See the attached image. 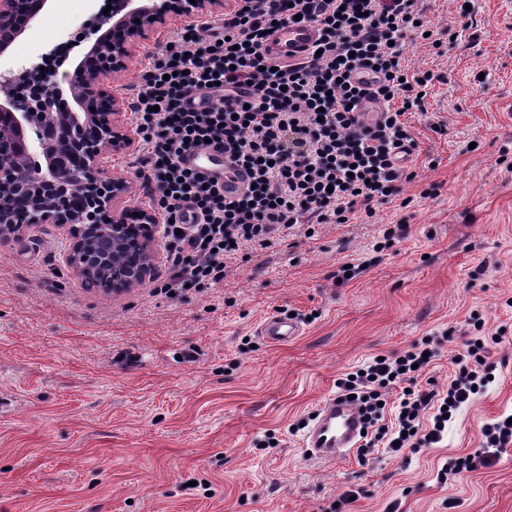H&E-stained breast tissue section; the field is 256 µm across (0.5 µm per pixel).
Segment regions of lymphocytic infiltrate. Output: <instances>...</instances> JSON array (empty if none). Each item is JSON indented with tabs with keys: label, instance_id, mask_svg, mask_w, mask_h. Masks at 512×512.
<instances>
[{
	"label": "lymphocytic infiltrate",
	"instance_id": "obj_1",
	"mask_svg": "<svg viewBox=\"0 0 512 512\" xmlns=\"http://www.w3.org/2000/svg\"><path fill=\"white\" fill-rule=\"evenodd\" d=\"M233 12L166 43L145 70L132 99L142 155L136 175L163 212L171 273L167 291L204 288L224 279L227 258L243 248L268 249L309 224H347L372 216L374 204L399 196L410 175L398 150L415 140L404 120L422 110L433 76L402 65L403 47L429 24L417 0H235ZM315 24V52L272 63L267 33L295 19ZM367 66L381 74L373 91L352 80ZM215 99L205 110L188 108L191 92ZM386 110L362 124L357 106L366 94ZM229 154L250 174L252 186L229 198L224 187L181 165L180 157L204 142ZM484 339L466 345L445 395L418 389L417 379L435 350L415 346L404 354L372 360L338 386L362 409L379 417L389 387L402 384L396 427L398 448L439 443L454 411L490 373ZM436 405L430 429L420 414ZM486 445L451 459L441 473L476 470L487 448L512 444V424L498 420L484 430Z\"/></svg>",
	"mask_w": 512,
	"mask_h": 512
}]
</instances>
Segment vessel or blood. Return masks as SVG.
I'll use <instances>...</instances> for the list:
<instances>
[{
	"label": "vessel or blood",
	"instance_id": "1",
	"mask_svg": "<svg viewBox=\"0 0 512 512\" xmlns=\"http://www.w3.org/2000/svg\"><path fill=\"white\" fill-rule=\"evenodd\" d=\"M318 38L315 25L296 23L273 31L267 37L265 47L270 57L300 59L307 55ZM183 161L186 166L223 183L226 196H237L248 185L247 172L234 164L229 156L213 149L190 151L184 155ZM302 332V324L297 318L282 314L266 317L258 327L259 336L274 346L288 344ZM363 428L360 410L345 396L334 394L319 407L304 443L310 448L313 459L331 462L356 447Z\"/></svg>",
	"mask_w": 512,
	"mask_h": 512
}]
</instances>
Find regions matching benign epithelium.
Here are the masks:
<instances>
[{
  "mask_svg": "<svg viewBox=\"0 0 512 512\" xmlns=\"http://www.w3.org/2000/svg\"><path fill=\"white\" fill-rule=\"evenodd\" d=\"M47 0H0V54L24 34L19 22L34 20ZM224 7V0H112V15L88 33L92 44L73 72L66 74L77 112L45 111L53 92L40 65L33 64L0 82H25L36 89L0 102V227L15 237L37 224L68 227L66 264L81 280L99 277L104 290L121 294L146 281L154 270L160 216L154 210H116L129 182L102 165L103 151L135 147L124 104L109 90L112 73L127 68L135 45L174 11L187 23ZM40 150L46 165L28 183L15 171Z\"/></svg>",
  "mask_w": 512,
  "mask_h": 512,
  "instance_id": "7a95c632",
  "label": "benign epithelium"
}]
</instances>
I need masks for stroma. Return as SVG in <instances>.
I'll list each match as a JSON object with an SVG mask.
<instances>
[{"instance_id":"35a3bbf8","label":"stroma","mask_w":512,"mask_h":512,"mask_svg":"<svg viewBox=\"0 0 512 512\" xmlns=\"http://www.w3.org/2000/svg\"><path fill=\"white\" fill-rule=\"evenodd\" d=\"M104 2L51 0L0 74L65 38L79 62ZM462 2H418L442 46L403 50L406 68L434 74L424 112L407 117L415 178L372 217L243 249L219 284L173 295L156 288L161 256L142 285L109 295L65 264L67 227L0 240V512H512V446L438 477L512 412V0H470L465 16ZM184 29L169 13L112 93L128 97ZM130 159L103 155L130 183L117 206L151 208ZM347 263L360 269L349 280ZM276 313L302 335L263 341ZM480 334L502 337L485 353L495 380L435 447L306 461L311 416L346 373L427 343L438 355L418 386L444 391Z\"/></svg>"}]
</instances>
